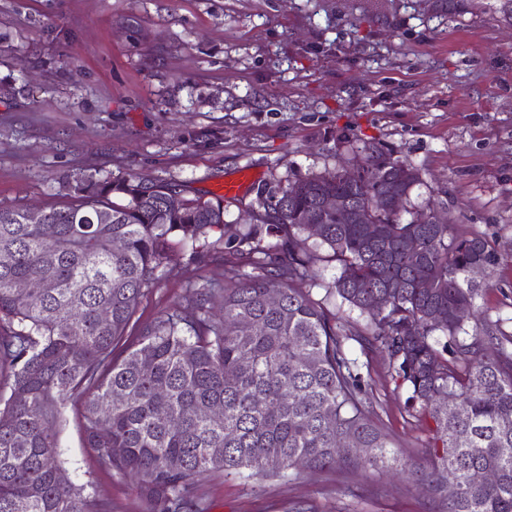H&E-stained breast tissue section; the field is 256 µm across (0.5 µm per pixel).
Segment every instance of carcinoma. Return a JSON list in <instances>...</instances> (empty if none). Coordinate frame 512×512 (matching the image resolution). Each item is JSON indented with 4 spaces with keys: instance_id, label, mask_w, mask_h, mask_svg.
Masks as SVG:
<instances>
[{
    "instance_id": "1",
    "label": "carcinoma",
    "mask_w": 512,
    "mask_h": 512,
    "mask_svg": "<svg viewBox=\"0 0 512 512\" xmlns=\"http://www.w3.org/2000/svg\"><path fill=\"white\" fill-rule=\"evenodd\" d=\"M351 151L352 170L260 198L243 231L226 227L219 205L169 206L170 184L87 170L66 176L73 202L38 209L42 224L28 206L0 207V512H107L89 486L57 480L66 408L86 392V446L136 482L146 512H201L200 483L215 473L299 468L380 469L425 487L445 512H512V351L491 330L469 334L458 313L475 309L471 269L499 252L455 234L441 204L415 207L420 170L392 150ZM328 196L344 207H323ZM311 238L339 265L329 292L366 316L368 344L433 420L430 465L401 461L373 425L347 352L355 333L296 287L311 275ZM221 244L238 260L224 285L191 284L187 304L133 322L173 246L196 259ZM24 280L43 288L32 295ZM444 394L457 400L451 415ZM213 407L222 420L210 419ZM345 439L353 447L340 454ZM476 469L496 481L472 483Z\"/></svg>"
}]
</instances>
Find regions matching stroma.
<instances>
[{
  "mask_svg": "<svg viewBox=\"0 0 512 512\" xmlns=\"http://www.w3.org/2000/svg\"><path fill=\"white\" fill-rule=\"evenodd\" d=\"M393 150L423 178L414 202H444L456 230L498 248L477 275L480 320L512 336V0H0V206L59 207L64 176L96 170L181 198L222 202L239 224L260 193L351 159V142ZM255 180L225 197L224 182ZM301 288L346 328L367 320L326 288L339 273L316 246ZM224 280V256L174 253L135 317ZM369 417L408 460L428 458L431 419L407 402L383 353L349 341ZM83 399L62 428L66 476L110 512H144L134 484L83 444ZM208 512H439L424 487L373 470L289 477L215 474Z\"/></svg>",
  "mask_w": 512,
  "mask_h": 512,
  "instance_id": "1",
  "label": "stroma"
}]
</instances>
